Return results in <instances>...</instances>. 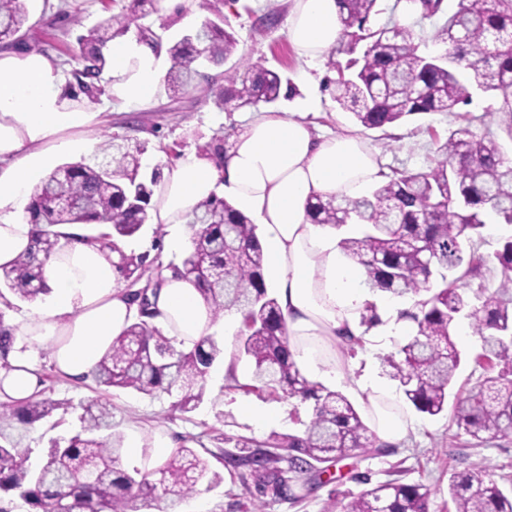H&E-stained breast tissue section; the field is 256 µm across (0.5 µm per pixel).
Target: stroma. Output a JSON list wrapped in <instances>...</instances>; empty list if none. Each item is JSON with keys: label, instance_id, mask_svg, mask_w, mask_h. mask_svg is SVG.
Segmentation results:
<instances>
[{"label": "stroma", "instance_id": "1", "mask_svg": "<svg viewBox=\"0 0 512 512\" xmlns=\"http://www.w3.org/2000/svg\"><path fill=\"white\" fill-rule=\"evenodd\" d=\"M130 0H28L27 41L38 44L64 70L73 76L77 63L73 53L81 28L91 27L106 13H120ZM289 0H225L221 10L239 42L231 65H261L280 73L283 83L278 110L304 112L320 133L338 134L355 129L348 112L342 110L332 95V80L345 70L351 56L344 45L315 66L297 59L286 34ZM272 12L275 25L258 28V16ZM206 11L196 0H190L181 12L167 17L148 14L143 24L156 29V51L163 66H170L167 47L170 42L194 33L205 20ZM200 72L191 85L179 93L158 90L153 102L133 107L115 100L110 92L98 94L95 102L99 116L89 125L70 130L73 138L87 139L94 145L115 139L131 149H141L143 178H150L154 169L175 164L185 153H205L207 146L227 140L237 128L265 104L246 106L233 112L218 109L214 93L203 79L211 68L198 62ZM467 103L459 105L456 114L434 112L410 117L407 121L383 130H367L363 136L377 152L387 169L424 170L435 165L434 137H447L449 130L469 124L477 134L494 139L512 156V137L507 125L512 117L501 112V100L485 93L476 85L468 87ZM402 339L398 336H371L357 352L344 355L343 362L354 376L364 370L374 371L383 382H390V369L384 364L386 355L395 352ZM223 359H216L209 372L204 397L189 412L172 407L171 396L149 398L138 393L100 389L94 380L71 381L61 376L49 361L48 352H41L39 366L44 397L58 402V409L41 420L31 435L29 447L32 463H41L49 442L72 436L80 428L82 407L89 401L110 402L114 419L123 435L137 431L143 434L162 432L174 445H186L206 457L213 470L224 480L215 488L199 484L183 502L182 512H327L334 499L350 497L388 480L424 485L430 491L429 512H454L448 495L450 477L484 462L489 466L488 479L505 490H512V440L489 439L477 442L452 422L450 415L429 417L416 414L414 430L408 439L392 448H373L358 452L338 463H325L324 474H311L307 485L296 486V499L279 500L271 494L244 485L239 473L225 470L223 458L233 451L234 438L243 436L258 442L270 434H295L301 420L307 419L309 407L298 399H272L264 394L241 390L247 382L251 365L247 359L235 363L233 375L222 372ZM275 406L278 420L257 426L244 411V403Z\"/></svg>", "mask_w": 512, "mask_h": 512}]
</instances>
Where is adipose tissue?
Here are the masks:
<instances>
[{
	"mask_svg": "<svg viewBox=\"0 0 512 512\" xmlns=\"http://www.w3.org/2000/svg\"><path fill=\"white\" fill-rule=\"evenodd\" d=\"M338 0H290L287 36L299 58L313 65L340 39ZM106 54L114 98L130 106L150 103L164 77L153 49L127 37ZM94 106L75 107L62 68L40 52H0V267H9L33 243L27 207L37 174L60 152L88 151L67 130L90 123ZM377 154L354 131L323 135L293 112H260L229 139L223 167L191 152L163 172L151 218L167 233L166 250L190 247L185 216L201 201L228 194L236 209L255 219L271 284L297 365L310 375L342 377L336 353L362 333L361 313L374 306L379 336L403 334L400 315L409 304L363 288L358 268L336 248V228L312 223L308 202L316 197L359 198L384 181ZM61 246L39 269L49 294L9 319L8 367H0V400H24L42 387L37 355L50 352L57 372L76 380L90 375L113 341L139 313L120 285V266L130 250L85 240L79 224L63 225ZM149 301L153 322L175 345L189 348L202 337L228 336L236 314L213 319L193 279L166 270ZM368 399V419L379 444L400 443L413 429L410 415L386 413L380 400H394L370 373L356 382Z\"/></svg>",
	"mask_w": 512,
	"mask_h": 512,
	"instance_id": "adipose-tissue-1",
	"label": "adipose tissue"
}]
</instances>
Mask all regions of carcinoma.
I'll use <instances>...</instances> for the list:
<instances>
[{"instance_id": "obj_1", "label": "carcinoma", "mask_w": 512, "mask_h": 512, "mask_svg": "<svg viewBox=\"0 0 512 512\" xmlns=\"http://www.w3.org/2000/svg\"><path fill=\"white\" fill-rule=\"evenodd\" d=\"M27 0H0V40L25 41ZM128 12L111 14L78 36L74 59L84 63L79 89L100 93L94 80L108 68L104 48L148 15V0H133ZM378 0H339L341 40L348 50L367 42L362 60L348 65L349 75L333 81L335 102L367 130H383L423 113L451 112L466 102L467 84L502 98L501 111L512 116V0H458L435 35L446 46L442 55H424L413 30L397 22L377 30L365 28ZM233 32L208 19L192 35L168 47L172 66L164 78L176 92L192 81L193 64L203 58L219 67L237 51ZM216 104L226 112L259 102H276L282 79L272 70L232 66L210 78ZM102 160L57 166L37 186L31 205L35 239L28 253L0 270V283L16 298L30 301L49 288L35 272L39 256L59 246L62 224L104 225L90 233L95 241L130 237L149 220V206L159 185L137 180L139 157L108 140ZM435 166L419 171H392L370 195L331 197L309 204L316 224L339 228L350 222L364 226L358 236L337 247L364 270L372 291L410 296L413 332L385 358L406 402L418 413L438 416L448 408V395L461 365L452 339L457 316L468 313L483 341L475 357L485 375L453 407L458 427L477 440L512 438V233L498 238L491 255L480 252L486 219L512 224V158L494 140L461 126L438 143ZM66 171L69 178L60 177ZM72 201L69 206L63 200ZM192 248L176 274L193 278L213 317L241 315L239 353L252 363L248 392H280L311 403V416L299 434L274 433L253 449L251 439L238 438L243 454L228 453L224 467H249L261 490L293 500V478L309 474L315 464L340 461L356 450L375 447V433L341 392L308 380L292 360L288 335L277 300L264 279L265 256L257 225L234 205L211 197L186 216ZM493 263L500 281L493 292L471 281ZM170 268L161 256L124 259L122 272L145 280L134 292L140 314L116 338L93 380L105 388L130 389L155 397L179 391L173 408L189 412L203 395L208 369L223 353L209 336L190 350L178 348L161 329L142 319L150 305L147 292ZM57 403L38 393L25 401L0 404V493H16L37 512H136L164 502L172 509L200 483L217 487L221 475L196 449L181 446L161 465L128 473L121 461L122 433L112 421V405L94 402L83 408L81 430L68 439H53L42 463L30 464V438L35 424ZM485 466L455 474L448 494L455 512H512V495L483 476ZM294 477H289V474ZM429 491L421 484L380 483L348 503L334 501L337 512H428Z\"/></svg>"}]
</instances>
